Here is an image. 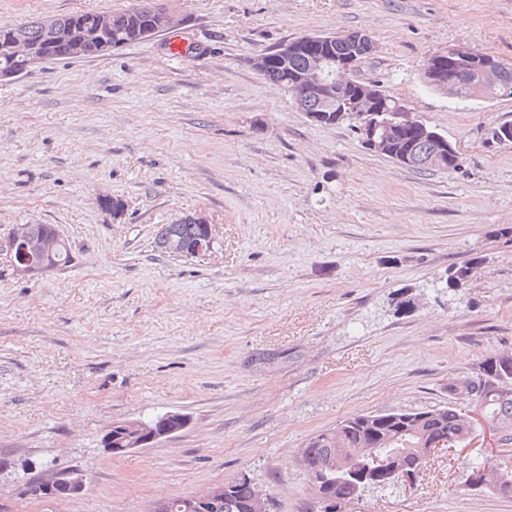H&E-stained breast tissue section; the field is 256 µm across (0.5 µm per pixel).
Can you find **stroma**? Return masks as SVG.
Returning a JSON list of instances; mask_svg holds the SVG:
<instances>
[{
    "label": "stroma",
    "mask_w": 512,
    "mask_h": 512,
    "mask_svg": "<svg viewBox=\"0 0 512 512\" xmlns=\"http://www.w3.org/2000/svg\"><path fill=\"white\" fill-rule=\"evenodd\" d=\"M137 0H0V22ZM184 25L109 56L0 81V240L53 224L69 266L0 274V512H152L242 476L273 512H317L301 451L347 417L447 404L448 385L512 351V97L422 81L464 44L512 63V0H166ZM360 31L354 74L378 83L462 155L417 173L367 150L349 122L311 121L251 60L308 34ZM122 200L121 214L101 201ZM214 226L208 255L154 247L186 214ZM479 266L448 290V268ZM411 297V311L397 297ZM165 412L185 429L115 457L113 422ZM512 450L439 452L414 489L368 488L345 512H512L466 485ZM84 494L35 500L47 470Z\"/></svg>",
    "instance_id": "obj_1"
}]
</instances>
